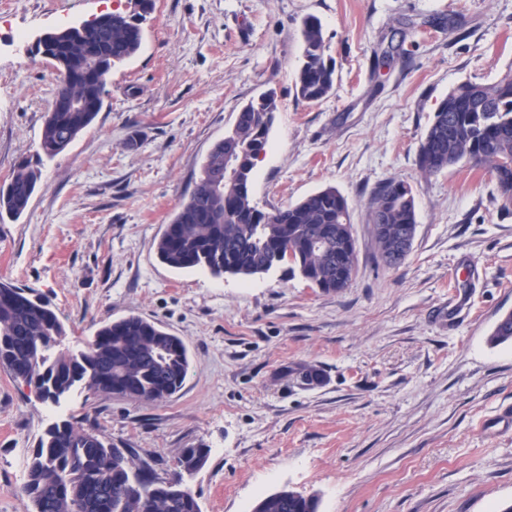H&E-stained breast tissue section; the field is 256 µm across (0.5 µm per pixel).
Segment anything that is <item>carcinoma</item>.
Returning <instances> with one entry per match:
<instances>
[{"mask_svg": "<svg viewBox=\"0 0 512 512\" xmlns=\"http://www.w3.org/2000/svg\"><path fill=\"white\" fill-rule=\"evenodd\" d=\"M155 0H134L130 10L101 14L82 32L52 44L57 87L54 99L87 107L80 112H47L39 149L52 160L88 128L103 109L112 68L133 58L143 44L142 24ZM406 31L392 32L377 65L389 66L407 55ZM303 51L296 97L319 102L335 87V69L325 59L321 22L311 17L302 30ZM97 49L100 68L83 63ZM277 111L266 95L240 110L235 136L211 149L187 201L156 243L161 263L179 270L206 269L214 277H252L286 264L312 287L336 292L349 286L357 266L349 204L334 187L312 193L294 205L263 211L253 203L251 184L257 155L268 144L267 127ZM233 155L238 176H224ZM467 161L494 179L503 208L512 206V70L493 83L467 81L453 88L434 113L417 163L431 176ZM41 177L22 162L0 185V221L20 219ZM369 208L381 259L398 266L403 244L416 232L415 199L410 185L390 179L373 192ZM65 326L50 303L0 280V367L14 378L27 368V382L38 399L57 404L78 387L94 393L160 402L183 385L189 360L184 343L157 323L129 315L105 324L92 340L64 344ZM490 342H512V312L496 323ZM209 449L188 448L180 459L184 474L201 468ZM23 493L33 512H201L197 495L183 474L155 476L134 448L121 450L94 426L64 420L39 436L27 465ZM319 501L282 488L262 498L253 512H318Z\"/></svg>", "mask_w": 512, "mask_h": 512, "instance_id": "cac0c4a2", "label": "carcinoma"}]
</instances>
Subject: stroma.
Returning <instances> with one entry per match:
<instances>
[{
    "instance_id": "stroma-1",
    "label": "stroma",
    "mask_w": 512,
    "mask_h": 512,
    "mask_svg": "<svg viewBox=\"0 0 512 512\" xmlns=\"http://www.w3.org/2000/svg\"><path fill=\"white\" fill-rule=\"evenodd\" d=\"M102 0H0V185L31 159L56 89L23 41L98 14ZM320 19L335 88L297 99L301 23ZM461 23L454 41L441 23ZM408 24L407 56L374 52ZM512 69V0H155L140 52L115 67L93 124L45 162L27 212L0 222V278L47 299L67 344L137 314L186 345L181 389L160 402L74 390L49 408L0 368V512L22 492L39 436L69 420L137 449L160 478L209 448L186 482L202 512H252L282 487L319 512H501L512 504V211L463 162L424 176L417 153L459 83ZM277 101L251 194L260 209L332 186L349 203L358 262L325 293L276 269L250 278L162 264L155 242L240 108ZM413 191L405 261L379 259L369 200ZM319 370L307 385L296 367Z\"/></svg>"
}]
</instances>
